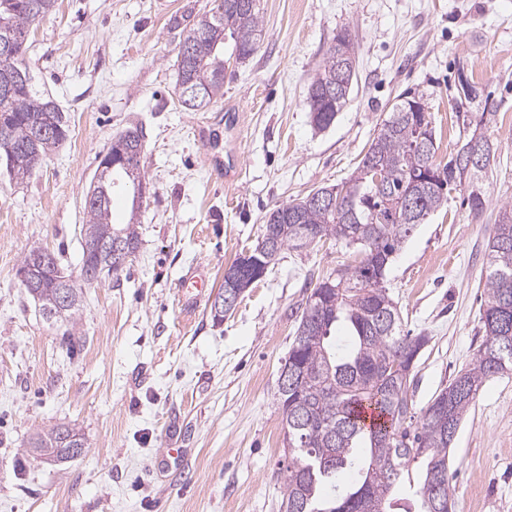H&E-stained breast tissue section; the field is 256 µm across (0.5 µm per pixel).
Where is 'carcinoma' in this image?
Instances as JSON below:
<instances>
[{
    "label": "carcinoma",
    "mask_w": 512,
    "mask_h": 512,
    "mask_svg": "<svg viewBox=\"0 0 512 512\" xmlns=\"http://www.w3.org/2000/svg\"><path fill=\"white\" fill-rule=\"evenodd\" d=\"M56 0H0V44L10 42L15 55L0 60V84L19 81L11 96L0 95V124L9 129L12 145L19 148L40 132L47 115L56 113L60 131L45 135L40 158L17 156L1 166L10 180L23 184L51 151L69 135L56 103L39 94L27 63L31 25L53 11ZM257 6H214L196 14L183 37L185 54L177 55L176 90L196 91L190 108L209 106L224 96V43L232 42V56L250 58L257 49ZM336 45L313 74L307 104L311 123L318 130L330 127L346 102L338 87ZM424 103V96L400 99L378 127L368 150L348 181L341 184V202L334 208L318 206L307 198L273 208L266 223L274 228L276 251L264 262L276 263L282 250L302 249L332 238L360 256L353 264L336 267L332 286L312 290L302 309L288 360L300 371L297 391L278 395L284 434L288 435L284 512H454L451 498L455 471L450 450L482 385L512 370V204L502 205L488 243L489 273L481 320L484 335L472 361L417 412L410 395L414 369L426 336H413L402 328L401 311L385 286L386 270L394 254L417 225L448 205L450 191H467L470 213L483 214L487 199L484 181L489 166L461 171L453 161L435 162L436 138L430 121H414L407 106ZM142 151L124 166L98 168L84 197L86 224L82 247L95 252L115 236L137 250L138 219L143 205L137 187L144 182ZM443 170L448 189L412 185L426 164ZM121 188L128 202V220L112 223V197ZM288 209V223L280 215ZM65 280H50L37 293L42 317L69 326L65 335L75 341V326L82 308V286L87 279L73 277L60 267ZM71 291V302L55 303L59 287ZM448 395V409L435 406ZM87 441L69 426H53L27 442L38 456L59 462L77 459ZM417 473L416 508L400 503L395 491Z\"/></svg>",
    "instance_id": "cac0c4a2"
}]
</instances>
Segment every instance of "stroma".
<instances>
[{"instance_id": "stroma-1", "label": "stroma", "mask_w": 512, "mask_h": 512, "mask_svg": "<svg viewBox=\"0 0 512 512\" xmlns=\"http://www.w3.org/2000/svg\"><path fill=\"white\" fill-rule=\"evenodd\" d=\"M211 0H57L31 32L36 89L69 136L23 185L0 174V512H280L286 491L278 370L314 284L345 261L326 240L286 249L223 321L211 314L224 270L257 245L275 205L348 178L404 93L425 94L438 161L468 131L467 106L497 114L487 209L460 195L418 225L386 286L404 329L428 336L411 397L424 408L482 341L486 244L512 202V0H259L256 53L224 72L208 108L180 106L171 16ZM355 46L349 99L325 130L307 90L340 31ZM143 128L150 187L140 247L84 287L79 343L45 321L17 270L31 250L78 271L83 192L113 136ZM237 154L239 180L214 176ZM206 293L188 304L184 285ZM58 424L87 440L81 458L27 457L28 438ZM181 449L180 460L166 456ZM455 512H512V372L489 379L453 449Z\"/></svg>"}]
</instances>
